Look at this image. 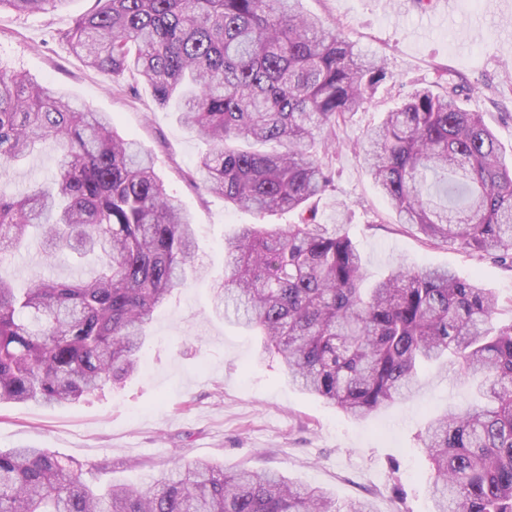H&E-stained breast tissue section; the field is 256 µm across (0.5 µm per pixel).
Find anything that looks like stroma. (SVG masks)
I'll list each match as a JSON object with an SVG mask.
<instances>
[{
    "label": "stroma",
    "mask_w": 512,
    "mask_h": 512,
    "mask_svg": "<svg viewBox=\"0 0 512 512\" xmlns=\"http://www.w3.org/2000/svg\"><path fill=\"white\" fill-rule=\"evenodd\" d=\"M95 0H70L58 11H0V65L36 78L97 112L155 158L167 191L191 215L196 261L205 273L188 280L161 310L141 350L142 366L124 386L80 403L50 408L0 406V448H46L84 467L109 464L107 480L140 484L173 466L206 459L281 473L328 489L344 502L370 500L375 512H432L430 462L421 437L447 408H466L478 394L454 371L434 365L415 391L358 420L291 385L256 332L213 308V282L224 275V240L246 224H291L288 213L259 215L226 206L192 181L204 139L184 126L175 108H159L140 83L123 87L86 67L62 41ZM304 11L340 24L350 40L382 58L389 73L365 108L336 129L324 162L333 186L318 203V220L342 225L363 256L370 278L397 264L447 267L479 278L495 292L494 321L512 324V266L458 245L428 240L399 223L355 151L365 130L427 86L461 85L463 108L482 113L505 154H512V0H453L429 7L401 0H302ZM57 153L46 147L0 179L11 194L52 179ZM93 258L37 252L7 268L17 285L33 274L62 279Z\"/></svg>",
    "instance_id": "35a3bbf8"
}]
</instances>
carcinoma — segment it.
I'll return each instance as SVG.
<instances>
[{
	"label": "carcinoma",
	"instance_id": "cac0c4a2",
	"mask_svg": "<svg viewBox=\"0 0 512 512\" xmlns=\"http://www.w3.org/2000/svg\"><path fill=\"white\" fill-rule=\"evenodd\" d=\"M67 0H0L18 12ZM87 66L145 84L208 142L198 185L232 207L294 213L224 242L218 311L263 336L301 391L364 420L441 361L482 402L432 418L423 439L433 512H512V324L448 268L399 265L369 283L349 237L317 221L332 179L317 149L387 78L385 64L300 12V0H96L62 34ZM51 144L58 173L0 191V403L55 407L117 387L140 366L158 308L184 286L195 227L152 157L112 117L0 66V175ZM359 156L403 224L512 263V163L452 83L415 90L369 129ZM92 254L87 277L4 274L9 255ZM0 512H373L277 474L207 460L145 485L96 487L46 448L0 449Z\"/></svg>",
	"mask_w": 512,
	"mask_h": 512
}]
</instances>
